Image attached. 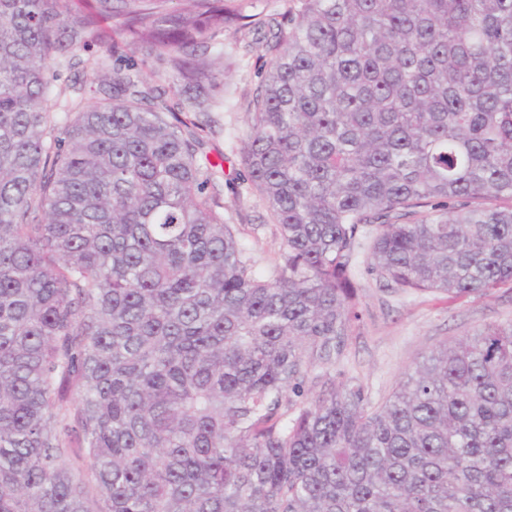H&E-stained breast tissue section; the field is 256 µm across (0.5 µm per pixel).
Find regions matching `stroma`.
Here are the masks:
<instances>
[{
	"instance_id": "35a3bbf8",
	"label": "stroma",
	"mask_w": 512,
	"mask_h": 512,
	"mask_svg": "<svg viewBox=\"0 0 512 512\" xmlns=\"http://www.w3.org/2000/svg\"><path fill=\"white\" fill-rule=\"evenodd\" d=\"M101 37L89 44L75 45L77 58L97 59L101 67L96 77L80 68L57 67L56 86L60 91L55 112V134L71 98V84H83L85 102L103 99V88L112 68L132 66L140 71L145 86L157 102L180 116H192L185 96L169 77L164 60L127 46L116 19L98 17ZM271 56L255 32L228 28L224 32V107L211 112V127L201 134L197 158L201 165L222 168L220 201L224 219L235 225L259 274L275 265L280 249L278 226L266 202L252 190L243 166L241 141L250 122V102L269 68ZM361 320L355 326L344 356L331 374L336 382L356 379L372 405H379L412 371L416 364L445 341H452L487 323L512 318V292L491 296L455 298L444 293L413 295L379 287L358 259Z\"/></svg>"
}]
</instances>
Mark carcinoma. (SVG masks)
I'll use <instances>...</instances> for the list:
<instances>
[{"mask_svg":"<svg viewBox=\"0 0 512 512\" xmlns=\"http://www.w3.org/2000/svg\"><path fill=\"white\" fill-rule=\"evenodd\" d=\"M100 0L167 54L191 107L204 58L270 34L243 161L279 227L260 276L224 223L199 125L112 69L60 0H0V512H512V319L431 352L378 408L329 370L367 269L396 292L512 290V0ZM320 386L309 402L308 384ZM77 388L70 400L68 386ZM84 449L93 489L68 464Z\"/></svg>","mask_w":512,"mask_h":512,"instance_id":"carcinoma-1","label":"carcinoma"}]
</instances>
